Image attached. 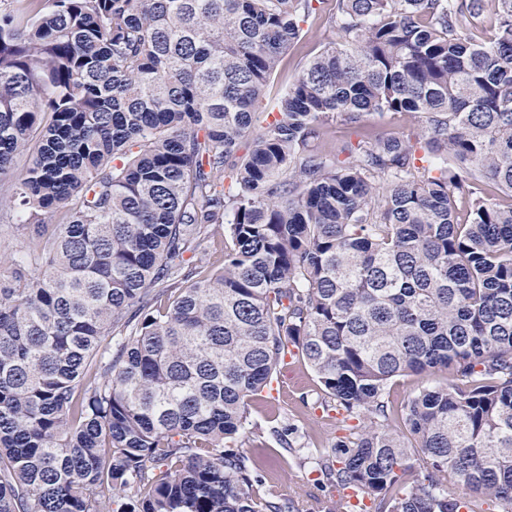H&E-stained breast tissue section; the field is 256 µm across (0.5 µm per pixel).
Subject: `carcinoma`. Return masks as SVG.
Wrapping results in <instances>:
<instances>
[{
	"mask_svg": "<svg viewBox=\"0 0 512 512\" xmlns=\"http://www.w3.org/2000/svg\"><path fill=\"white\" fill-rule=\"evenodd\" d=\"M312 15L335 38L259 111ZM20 157L0 512H512V0H10L0 176ZM292 349L357 421L332 465L250 419ZM437 371L398 432L388 382ZM256 437L338 498L281 501ZM363 123L381 133L396 135L417 125V120L408 113L399 112L387 113L382 116L368 115L364 117Z\"/></svg>",
	"mask_w": 512,
	"mask_h": 512,
	"instance_id": "carcinoma-1",
	"label": "carcinoma"
}]
</instances>
